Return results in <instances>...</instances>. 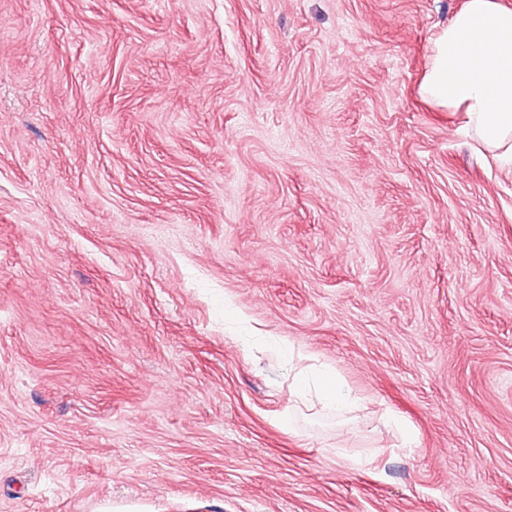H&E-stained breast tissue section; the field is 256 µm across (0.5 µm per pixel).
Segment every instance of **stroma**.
Returning a JSON list of instances; mask_svg holds the SVG:
<instances>
[{
	"label": "stroma",
	"instance_id": "stroma-1",
	"mask_svg": "<svg viewBox=\"0 0 512 512\" xmlns=\"http://www.w3.org/2000/svg\"><path fill=\"white\" fill-rule=\"evenodd\" d=\"M464 2L0 0V512H512V168L418 94ZM312 391L315 399L327 409L353 411L360 403V398L336 377L335 372L330 370H320L312 376L302 371L295 375L294 392L296 396L306 397L311 395Z\"/></svg>",
	"mask_w": 512,
	"mask_h": 512
}]
</instances>
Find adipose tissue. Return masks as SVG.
I'll return each instance as SVG.
<instances>
[{"label": "adipose tissue", "mask_w": 512, "mask_h": 512, "mask_svg": "<svg viewBox=\"0 0 512 512\" xmlns=\"http://www.w3.org/2000/svg\"><path fill=\"white\" fill-rule=\"evenodd\" d=\"M420 94L437 108L464 113L472 134L512 165V8L501 0H466L434 37ZM294 392L337 411L360 403L330 370L297 373Z\"/></svg>", "instance_id": "ef3b65f1"}]
</instances>
